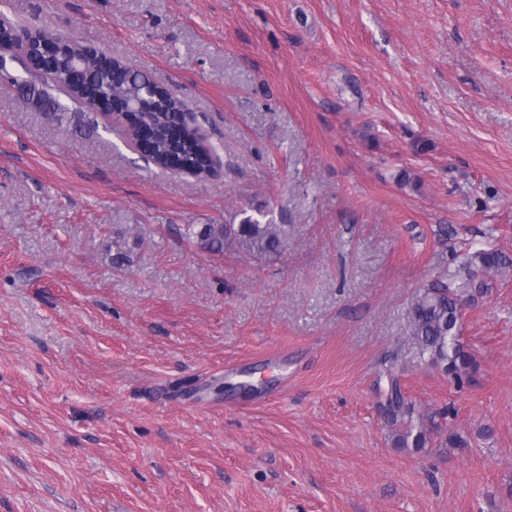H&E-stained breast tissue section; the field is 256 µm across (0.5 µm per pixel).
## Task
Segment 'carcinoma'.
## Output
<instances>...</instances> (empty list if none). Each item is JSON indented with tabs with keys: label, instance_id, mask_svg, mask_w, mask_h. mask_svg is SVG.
Listing matches in <instances>:
<instances>
[{
	"label": "carcinoma",
	"instance_id": "1",
	"mask_svg": "<svg viewBox=\"0 0 512 512\" xmlns=\"http://www.w3.org/2000/svg\"><path fill=\"white\" fill-rule=\"evenodd\" d=\"M48 35L37 31L36 38L25 43L15 41L12 30L0 26V82H15L8 66L29 61L37 65V39ZM81 56V44L64 43L52 70L42 73L46 85L82 101L91 109L104 102H134L139 106L137 121L153 129L150 164L165 166L171 156H176L179 167L202 179L210 175L214 166L212 148L204 138L189 130L179 143L167 137L169 122L177 118L183 103L149 76L141 72L126 73L113 66L114 59L94 63L89 69L86 83L73 88L67 75L74 58ZM186 236L202 241L212 252H222L224 247L236 245L265 258L278 252L288 240V226L261 222L249 215L237 224H189ZM508 267L504 256L494 248H473L465 253L460 268L448 274V281L433 282L422 287L407 312L406 332L417 345L420 357L430 366H436L457 386L469 380L475 369L474 356L458 336L460 307L476 277L488 275ZM385 411L394 423H402L403 431L396 443L402 448H423L428 443L427 429L414 424V406L402 393L398 377L387 372Z\"/></svg>",
	"mask_w": 512,
	"mask_h": 512
}]
</instances>
